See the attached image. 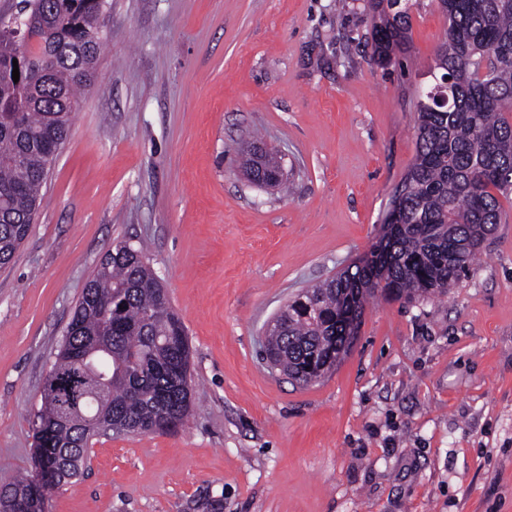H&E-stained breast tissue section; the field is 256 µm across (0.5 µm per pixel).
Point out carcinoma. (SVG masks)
Returning <instances> with one entry per match:
<instances>
[{
	"instance_id": "1",
	"label": "carcinoma",
	"mask_w": 512,
	"mask_h": 512,
	"mask_svg": "<svg viewBox=\"0 0 512 512\" xmlns=\"http://www.w3.org/2000/svg\"><path fill=\"white\" fill-rule=\"evenodd\" d=\"M0 17V266L29 234L47 174L64 143L78 91L94 77L104 43V0H19ZM446 30L430 74L419 85L417 150L385 218L383 252L352 263L292 304L265 338L277 372L302 386L325 376L320 365L349 349L338 317L341 289L368 299L414 303L458 285L502 222L500 198L512 194V0H437ZM378 65L402 64L409 0H372ZM18 63L19 81L12 80ZM240 150L246 175L284 184L280 159ZM48 376L101 386L111 420L88 429L63 420L47 394L36 413L39 441L31 476L0 482V512H42L44 492L81 474L91 437L112 432H170L189 417L190 345L185 326L142 246L107 250L78 300Z\"/></svg>"
}]
</instances>
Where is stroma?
Wrapping results in <instances>:
<instances>
[{"label": "stroma", "instance_id": "1", "mask_svg": "<svg viewBox=\"0 0 512 512\" xmlns=\"http://www.w3.org/2000/svg\"><path fill=\"white\" fill-rule=\"evenodd\" d=\"M410 16L402 75L374 59L370 0H105L95 77L0 268V479L34 471L52 357L127 241L186 327L194 404L175 432L93 438L44 512H512V199L457 288L367 304L319 382L261 358L281 306L382 232L445 28L435 0ZM257 136L285 188L247 180Z\"/></svg>", "mask_w": 512, "mask_h": 512}]
</instances>
